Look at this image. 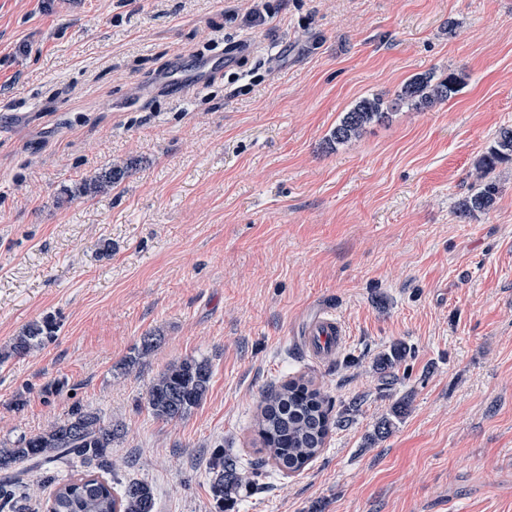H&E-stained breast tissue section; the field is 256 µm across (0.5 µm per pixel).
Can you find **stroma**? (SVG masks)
<instances>
[{
	"mask_svg": "<svg viewBox=\"0 0 512 512\" xmlns=\"http://www.w3.org/2000/svg\"><path fill=\"white\" fill-rule=\"evenodd\" d=\"M251 6L0 0V350L58 323L0 365V446L78 403L124 425L114 473L155 512H217L213 450L262 457L261 396L303 375L343 426L227 512H512V163L493 209L457 214L512 126V0H261V26ZM427 72L465 83L332 141ZM113 166L111 190L69 196ZM321 310L347 333L326 362L300 342ZM397 342L412 354L386 387ZM187 357L209 392L158 420L146 392ZM58 324L52 315L45 316L24 327L12 338L9 346L0 352V364L11 357L27 355L40 349L55 338ZM410 352V348L405 344L396 343L391 346L389 352L384 353L378 359L376 367L386 387L392 386L398 380L396 369L405 361Z\"/></svg>",
	"mask_w": 512,
	"mask_h": 512,
	"instance_id": "obj_1",
	"label": "stroma"
}]
</instances>
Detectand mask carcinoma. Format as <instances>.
Listing matches in <instances>:
<instances>
[{
    "label": "carcinoma",
    "instance_id": "cac0c4a2",
    "mask_svg": "<svg viewBox=\"0 0 512 512\" xmlns=\"http://www.w3.org/2000/svg\"><path fill=\"white\" fill-rule=\"evenodd\" d=\"M459 83L453 73L437 81L430 74L422 75L403 84L391 105L378 97L364 98L344 113L331 138L345 144L360 137L367 125L385 118L394 106L422 109L446 102L456 93ZM509 161L512 162V126L501 128L479 158V187L459 202V216H472L494 207L499 186L491 173ZM125 175V168L115 166L84 181L75 192L104 193ZM57 328L52 315L28 324L0 352V364L42 348L55 338ZM409 354L410 348L396 343L378 359L376 367L385 386L398 380L396 369ZM211 379L212 368L207 360L184 358L169 365L153 380L145 398L147 408L159 420H181L205 399ZM333 425L327 397L303 375L265 392L255 426L267 457L243 462L222 450L216 452L211 462L215 473L214 497L220 502L232 499L239 488L256 483L269 462L282 473L302 471L320 454ZM123 433V424L106 422L99 414L75 404L64 421L10 448H0V508L8 512H32L33 504L22 476L35 474L42 484L55 486L47 512H155L153 490L143 481L108 482L86 474L58 482L52 475L56 462L72 459L112 472V448Z\"/></svg>",
    "mask_w": 512,
    "mask_h": 512
}]
</instances>
